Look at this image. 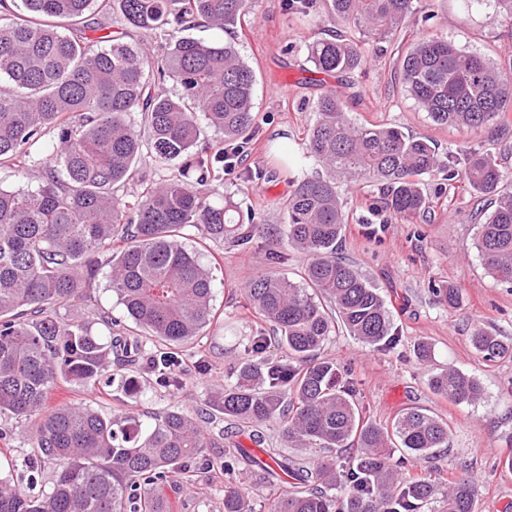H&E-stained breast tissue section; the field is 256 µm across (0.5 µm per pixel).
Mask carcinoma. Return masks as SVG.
<instances>
[{
  "mask_svg": "<svg viewBox=\"0 0 512 512\" xmlns=\"http://www.w3.org/2000/svg\"><path fill=\"white\" fill-rule=\"evenodd\" d=\"M414 2L296 0L298 13L322 11L354 31L309 43V61L327 75L356 70L408 24ZM249 13L250 0H0V169L38 178L34 188L0 186V414L30 420L34 448L0 478V512H174L168 486L202 469L224 475V512H253L242 471L290 478L274 512H476L473 479L403 472L447 447V421L418 408L385 426L365 419L354 379L319 356L340 331L378 350L399 342L379 289L336 259L346 224L336 184L377 185L391 216L411 222L431 209L420 179L453 180L455 170L426 136L351 122L330 91L306 137L324 173L293 182L283 223H258L231 194L216 201L224 148L246 151L257 137L256 75L233 43L180 33H223ZM158 38L169 47L153 57L141 41ZM395 73L438 126L512 123V63L499 68L432 35L397 56ZM168 80L183 93L161 89ZM204 126L224 139H202ZM462 179L494 203L477 248L491 277L512 285L508 177L490 154L467 150ZM129 184L138 189L128 195ZM190 232L210 248L259 240L276 263L290 248L302 254L300 281L265 274L243 289L286 356H264L271 339L257 332L197 411L173 407L149 427L133 413L50 404L61 384L111 387L114 364L129 371L128 393L144 376L178 389L187 371H211L199 340L219 323L215 283L183 245ZM103 270L122 319L82 311ZM433 291L460 304L452 284ZM470 339L485 361L512 356L480 327ZM428 386L458 404L484 396L453 367ZM272 421L279 448L265 433Z\"/></svg>",
  "mask_w": 512,
  "mask_h": 512,
  "instance_id": "1",
  "label": "carcinoma"
}]
</instances>
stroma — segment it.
Listing matches in <instances>:
<instances>
[{
  "mask_svg": "<svg viewBox=\"0 0 512 512\" xmlns=\"http://www.w3.org/2000/svg\"><path fill=\"white\" fill-rule=\"evenodd\" d=\"M420 22L409 24L394 42H381L366 63L349 74L315 72L307 59L308 42L331 37L332 27L318 16L289 12L286 0H252L251 12L229 39L255 70V111L258 142L241 172L224 178V188L237 192L243 205L254 208L263 223L278 224L277 207L290 187L275 172L276 164L263 142L287 146L295 175H312L320 165L304 157L308 129L314 124V105L334 90L358 123H386L415 136L434 140L441 156L463 170V149L489 151L503 171L512 174V128L467 131L435 125L427 112L395 84L390 73L400 45L428 35H442L459 47L485 55L497 65L512 60V27L495 18L494 7H469L466 0H417ZM266 169V179L247 181L244 172ZM421 188L432 201L426 217L407 223L391 218L370 184L339 183L338 194L349 221L337 250L383 294L399 332L400 342L390 351H377L342 333L328 341L321 354L336 361L354 378L371 421L386 425L409 408H422L447 419L452 431L441 449L436 467L441 477L467 475L479 489L478 512H512V358L484 361L472 348L475 326L512 344V286L497 283L485 271L477 250L478 226L491 210L476 200L462 179L427 175ZM216 278L213 304L225 325L211 329L201 340L213 368L205 376L186 377L182 387L168 390L141 380L140 392L129 396L119 386L108 391L93 387L60 388L53 400H71L105 414L134 412L143 421L171 407L191 410L203 403L211 384L223 380L232 357L241 355L249 336L259 326L245 308L242 289L259 275L275 273L297 278L303 258L289 251L288 260L271 265L264 249L226 248L200 252ZM447 282L458 286L461 307L437 301L429 286ZM431 343L430 363H419L413 348ZM457 368L475 376L486 395L475 405L456 404L430 392L431 371ZM180 512H222L224 480L212 473L198 474L195 485L178 494Z\"/></svg>",
  "mask_w": 512,
  "mask_h": 512,
  "instance_id": "1",
  "label": "stroma"
}]
</instances>
